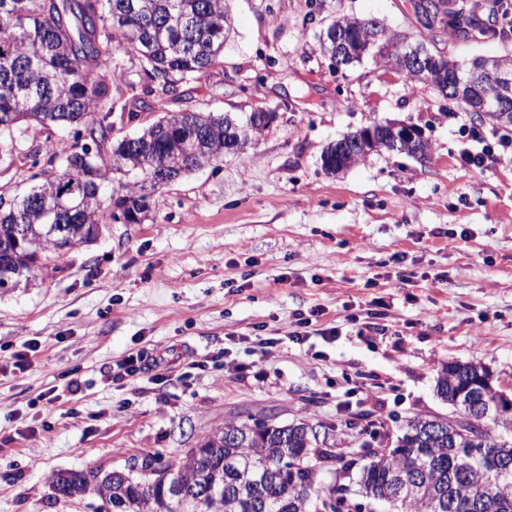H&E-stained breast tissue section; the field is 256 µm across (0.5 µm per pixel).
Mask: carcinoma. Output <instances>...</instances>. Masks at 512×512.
<instances>
[{
  "mask_svg": "<svg viewBox=\"0 0 512 512\" xmlns=\"http://www.w3.org/2000/svg\"><path fill=\"white\" fill-rule=\"evenodd\" d=\"M229 0H0V165L19 163L22 191L0 186V288L30 279L64 252L94 239L99 225L123 207L139 223L148 198L139 182H115L133 175L154 186L242 152L268 127L263 111L241 118L232 112H166L133 134L138 149L112 140L114 102L109 84L97 75L118 52L137 57L147 96L178 99L184 85L200 79L224 55L231 30ZM426 28L440 26L467 37L496 30L463 12L455 0H419ZM334 32L346 37L336 49ZM320 52L336 68L373 54L411 81L426 82L443 97L460 88L456 101L482 120L512 124V86L504 88L485 69L512 73V54L476 58L470 67L434 53L424 67L406 63L407 37L392 34L373 19L340 16L318 36ZM67 132L57 140L46 176L40 149L20 150L27 128ZM110 148L112 165H101ZM366 159L358 149L341 153L331 145L323 159L336 173ZM26 237L15 239V226ZM66 251H58V246ZM441 400L464 412L478 404L489 411L493 434L463 435L446 416L409 418L394 446L360 459L339 456L347 485L323 483L318 465L333 458L328 431L304 421L254 429L256 419L232 420L176 462L154 452L134 457L141 476L123 470L60 471L53 487L64 497L91 490L101 512H335L331 495L388 512H512V408L480 363L451 362L436 380ZM238 437L226 443V434ZM178 484L191 495L183 505L169 491Z\"/></svg>",
  "mask_w": 512,
  "mask_h": 512,
  "instance_id": "obj_1",
  "label": "carcinoma"
}]
</instances>
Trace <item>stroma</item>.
I'll return each mask as SVG.
<instances>
[{"instance_id": "obj_1", "label": "stroma", "mask_w": 512, "mask_h": 512, "mask_svg": "<svg viewBox=\"0 0 512 512\" xmlns=\"http://www.w3.org/2000/svg\"><path fill=\"white\" fill-rule=\"evenodd\" d=\"M231 9L222 64L183 100L136 98L139 64L124 55L112 95L143 127L183 109L276 120L244 152L152 190L146 220L102 225L58 269L0 290V512H98L95 495L58 496L53 475L147 452L173 462L235 419L304 420L361 455L409 417L453 416L435 389L452 361L485 365L512 397V161L458 162L462 127L504 125L372 57L333 69L316 35L335 16L373 18L462 65L512 51V37L426 29L413 0ZM387 119L422 128L428 158L383 150L324 169L329 145ZM298 313L300 344L284 338ZM182 344L205 370L118 372Z\"/></svg>"}]
</instances>
